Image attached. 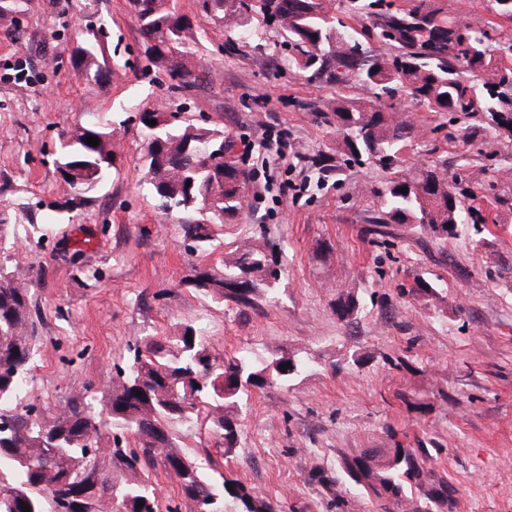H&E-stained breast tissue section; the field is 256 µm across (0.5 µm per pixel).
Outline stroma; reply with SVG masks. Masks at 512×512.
<instances>
[{"mask_svg": "<svg viewBox=\"0 0 512 512\" xmlns=\"http://www.w3.org/2000/svg\"><path fill=\"white\" fill-rule=\"evenodd\" d=\"M193 20L195 79L178 86L165 63L143 53L128 0H33L18 26L0 23V205L23 207L16 225L24 259L16 278L33 281L30 304L40 336L29 397L48 413L99 390L129 343L207 327L216 358L285 351L315 364L291 388L252 393L243 435L225 453L204 425L178 430L202 464L233 473L283 512H381L348 485L344 506L313 474L331 477L343 457L367 448H421L435 479L455 494L444 512H512V134L462 114H436L416 100L375 97L352 80L336 86L289 66L283 32L253 18L258 40L213 33L195 0H171ZM442 17L512 37V21L489 0H432ZM96 11L110 33L100 81L76 72L65 46ZM387 107L416 121L423 136L408 163L447 160L476 191L482 225L466 223L441 242L416 224L378 223L375 194L389 173L345 161L336 99ZM187 109L194 123L252 140L237 163L248 177L231 233L274 246L283 274L276 297L249 305L205 299L185 282L194 267L221 268L223 250L187 251L183 221L157 209L143 181L144 111ZM106 114L115 165L73 221L46 224L49 203L67 187L54 160L64 133L85 111ZM288 133L296 158L271 193L259 194L275 150L263 128ZM308 180L306 192L292 187ZM436 295H412L419 279ZM358 294L352 322L334 310L335 284Z\"/></svg>", "mask_w": 512, "mask_h": 512, "instance_id": "stroma-1", "label": "stroma"}]
</instances>
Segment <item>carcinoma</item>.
<instances>
[{"label": "carcinoma", "instance_id": "cac0c4a2", "mask_svg": "<svg viewBox=\"0 0 512 512\" xmlns=\"http://www.w3.org/2000/svg\"><path fill=\"white\" fill-rule=\"evenodd\" d=\"M31 0H0V22L14 25ZM197 0L199 12L213 30L255 36L251 11L266 24L281 28L288 46L301 58L296 66L314 77L342 85L355 77L376 97L400 92L439 114L483 115L492 127L512 129V39L493 38L438 16L431 0H413L408 8L379 9L381 0H350L354 13L366 21L356 29L328 16L321 0ZM149 60L162 61L177 51L179 80L194 75L195 53L185 47L190 22L164 8L162 0H130ZM79 43L70 59L74 70L101 73L105 58L104 25L78 29ZM374 38L389 50L372 55L364 41ZM336 130L341 149L354 162L372 160L392 176L378 191L382 222L418 223L440 240L459 236L465 215L456 179L448 177V161L408 164L407 147L419 143L418 124L393 112L359 109L336 103ZM154 120L150 126L147 121ZM142 130L149 138L143 180L158 209L193 216L189 237L193 252L213 253L215 242L206 222L232 224L245 203V172L230 159L234 143L224 132L195 125L174 112L145 111ZM99 139L98 145L86 138ZM56 171L68 187L61 202L47 205L43 223L59 224L89 201L112 173V129L98 112L64 134ZM224 184L212 207L202 189ZM408 192L402 193L400 189ZM13 210L0 209V246L10 243L8 262H19L10 226ZM0 263V512H159L156 488L141 477L162 464L195 504V512H275L268 500L252 494L237 479L212 476L178 446L170 428L188 427L204 418L209 429L220 427L216 439L230 454L237 448L242 400L268 384L290 386L308 372L312 362L294 355L259 357L226 355L217 361L206 347L204 328L186 324L176 336L148 333L127 345V356L113 365L106 387L90 391L81 401L54 414L28 402V385L39 350L30 315V285ZM282 277L273 250L250 241L232 243L222 271L198 269L186 284L212 301L246 305L253 297H275ZM360 299L344 289L337 294L341 320L357 315ZM192 340H187V337ZM289 363L291 368L280 370ZM142 396H137V392ZM112 434V444L103 442ZM130 474L124 480L112 467ZM346 476L385 503V512H428L444 506L453 494L432 478L427 459L414 448H371L342 460L331 479L336 488ZM233 488H227L228 483ZM143 507H137L138 500Z\"/></svg>", "mask_w": 512, "mask_h": 512}]
</instances>
